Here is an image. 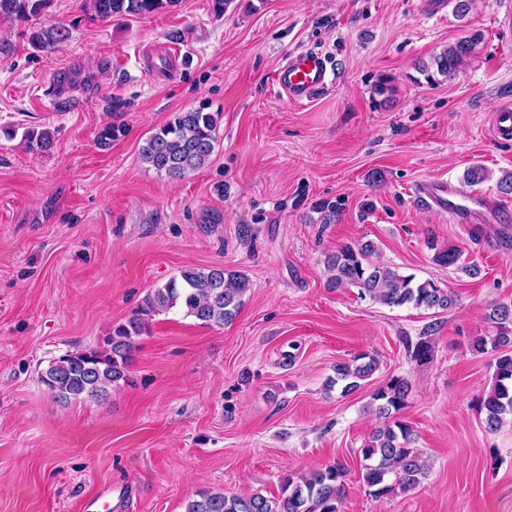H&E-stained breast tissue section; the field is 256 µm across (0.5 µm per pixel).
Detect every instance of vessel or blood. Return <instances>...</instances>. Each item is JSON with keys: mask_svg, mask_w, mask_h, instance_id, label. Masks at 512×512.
Returning a JSON list of instances; mask_svg holds the SVG:
<instances>
[{"mask_svg": "<svg viewBox=\"0 0 512 512\" xmlns=\"http://www.w3.org/2000/svg\"><path fill=\"white\" fill-rule=\"evenodd\" d=\"M333 75L327 58L318 52L290 54L278 69L275 82L288 97L297 103L308 101L323 89ZM421 202L452 214L457 222H469L475 208H487L482 197H459L455 189L444 180H432L419 187Z\"/></svg>", "mask_w": 512, "mask_h": 512, "instance_id": "vessel-or-blood-1", "label": "vessel or blood"}]
</instances>
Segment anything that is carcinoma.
I'll return each instance as SVG.
<instances>
[{"instance_id":"obj_1","label":"carcinoma","mask_w":512,"mask_h":512,"mask_svg":"<svg viewBox=\"0 0 512 512\" xmlns=\"http://www.w3.org/2000/svg\"><path fill=\"white\" fill-rule=\"evenodd\" d=\"M93 13L102 21L114 16L141 15L175 6L179 0H89ZM47 5V0H0V15L24 19ZM65 30L50 28L30 35V44L42 50L64 40ZM481 40L478 33L464 36L438 55L422 72L432 80L438 74L448 78L472 56ZM217 115L201 110L177 112L142 147L145 163L172 179H182L202 168L215 149ZM27 150L41 153L52 146L49 132L27 130L22 135ZM376 249L365 242L357 247L345 245L327 258V285L331 288L359 289V295L388 307L411 305L415 308L446 311L456 304V294L429 281L414 282V276L381 265L371 257ZM462 249L449 246L439 250L434 260L448 267L459 265ZM250 289L249 279L239 271L222 266L188 268L154 289L126 323L117 326L100 348L76 350L54 359L42 372V384L61 401L107 395L108 388L127 382V367L135 339L148 317L177 309L204 326H222L231 322L244 305ZM496 333L476 336L471 349L478 354L499 351L493 385L480 402L487 430H497L507 414H512V303H499L487 316ZM409 356L423 365L430 362L433 347L421 338L407 345ZM378 369L376 358L367 353L336 365V377L328 387L342 384L347 394L361 386ZM411 388L405 378L393 377L374 389L372 411L380 425L360 449L363 485L380 498L395 491L416 489L427 476L429 461L415 448L416 434L401 419ZM345 468L335 463L314 468L283 479L282 496L268 498L260 493L247 497L224 491H204L200 499L188 503L186 512H340L345 496Z\"/></svg>"}]
</instances>
